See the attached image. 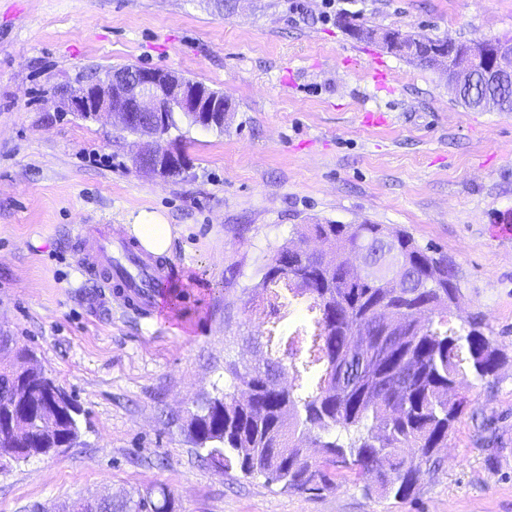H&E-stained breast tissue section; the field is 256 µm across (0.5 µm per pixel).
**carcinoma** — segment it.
<instances>
[{"mask_svg":"<svg viewBox=\"0 0 512 512\" xmlns=\"http://www.w3.org/2000/svg\"><path fill=\"white\" fill-rule=\"evenodd\" d=\"M346 27L428 66L448 56L446 38ZM472 94L512 112V81L463 87L470 108ZM310 238L327 256L290 253ZM358 247L377 267L367 278L350 264ZM256 288L267 319L249 340L261 356L242 367L225 362L224 390L197 404L191 425L204 459L298 493L362 482L368 493L410 498L467 413L455 386L495 375L502 361L480 321L449 325L461 293L448 257L385 224H299ZM299 304L308 315L291 326ZM310 443L321 457L308 455ZM100 512H175V501L161 488L103 500Z\"/></svg>","mask_w":512,"mask_h":512,"instance_id":"carcinoma-1","label":"carcinoma"}]
</instances>
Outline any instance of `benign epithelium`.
<instances>
[{
  "label": "benign epithelium",
  "mask_w": 512,
  "mask_h": 512,
  "mask_svg": "<svg viewBox=\"0 0 512 512\" xmlns=\"http://www.w3.org/2000/svg\"><path fill=\"white\" fill-rule=\"evenodd\" d=\"M485 55L487 44L473 42L466 53L456 56L448 72V85L458 91L474 81V63ZM511 76L512 48L497 45L493 64L482 72V78L493 81ZM67 99L72 110L85 115L109 114L120 128L135 135L139 139L135 164L152 174H162L180 164L179 149L158 144L170 125L171 113L178 112L191 124L210 129L224 126V112L228 111L222 94L200 83H190L174 72L146 68L112 71L81 90L67 92ZM4 361L13 368L18 381L13 401L0 407V446L20 449L33 439L21 408L28 400L32 382H41L47 376L32 354L11 350L8 336H0V362Z\"/></svg>",
  "instance_id": "obj_1"
}]
</instances>
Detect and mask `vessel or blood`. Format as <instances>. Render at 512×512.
Wrapping results in <instances>:
<instances>
[{"mask_svg": "<svg viewBox=\"0 0 512 512\" xmlns=\"http://www.w3.org/2000/svg\"><path fill=\"white\" fill-rule=\"evenodd\" d=\"M77 239L80 273L95 275L117 310L152 318L166 296L170 260L147 252L116 225H80Z\"/></svg>", "mask_w": 512, "mask_h": 512, "instance_id": "vessel-or-blood-1", "label": "vessel or blood"}]
</instances>
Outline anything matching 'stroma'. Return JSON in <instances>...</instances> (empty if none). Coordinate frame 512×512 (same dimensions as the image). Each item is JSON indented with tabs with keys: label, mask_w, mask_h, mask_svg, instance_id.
Listing matches in <instances>:
<instances>
[{
	"label": "stroma",
	"mask_w": 512,
	"mask_h": 512,
	"mask_svg": "<svg viewBox=\"0 0 512 512\" xmlns=\"http://www.w3.org/2000/svg\"><path fill=\"white\" fill-rule=\"evenodd\" d=\"M0 0V331L80 408L77 447L0 466V512L167 488L177 512H512V112L466 107L441 70L353 39L512 38V0ZM132 64L223 94V131L178 120L180 175L146 173L131 135L62 103ZM390 74L388 87L373 69ZM173 228L179 289L153 318L78 273L80 224ZM299 224H389L452 261V323L481 315L505 353L459 390L469 410L409 500L344 483L297 493L207 463L184 434L224 363L255 358L248 307Z\"/></svg>",
	"instance_id": "stroma-1"
}]
</instances>
